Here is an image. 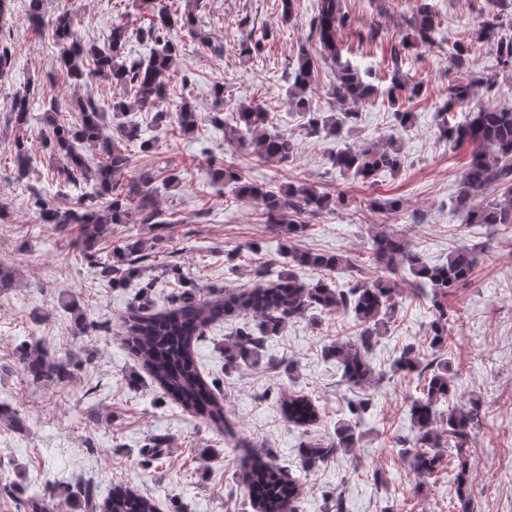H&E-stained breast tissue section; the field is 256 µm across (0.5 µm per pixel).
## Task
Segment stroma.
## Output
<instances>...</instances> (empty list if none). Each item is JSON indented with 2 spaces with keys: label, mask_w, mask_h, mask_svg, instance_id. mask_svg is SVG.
I'll return each instance as SVG.
<instances>
[{
  "label": "stroma",
  "mask_w": 512,
  "mask_h": 512,
  "mask_svg": "<svg viewBox=\"0 0 512 512\" xmlns=\"http://www.w3.org/2000/svg\"><path fill=\"white\" fill-rule=\"evenodd\" d=\"M443 36L431 46L409 49L399 72L402 79L428 84L431 95L413 100L412 125L401 128L385 99L365 106L349 124L344 139L308 136L303 116L289 103L286 88L300 46L309 45L310 23L318 0H294L290 18L282 16V0H206L198 11V36L183 35L173 67L172 92L155 121L153 113L134 112L144 138L154 140L153 154L128 144L130 172L153 178L155 200L171 224L165 240L155 243L150 224L112 227L113 246L128 232L144 239L149 254L144 276L153 280L148 294L138 281L112 288L73 248L68 238L39 223L36 197L60 207L71 206L86 190L67 183L56 161L37 141L44 102L54 98H112V86L91 76L74 82L57 66L58 47L46 35L27 31L29 0H12L0 19V47H9L13 69L0 76V204L11 215L0 224V264L11 268L12 288L0 292V404L24 418L22 430L0 422V512H32L36 492L45 482L59 483L60 493L82 485L96 503L117 486L149 496L159 512H253L236 473L242 458L254 451L282 467L300 487L298 512H332L340 496L343 512H457L458 501L447 472L418 475L404 452L415 436L409 416L412 398L424 385L418 374L391 372L403 347L414 345L421 361L448 360L458 396L478 400V424L466 455L472 464L469 494L473 512H512V472L500 466L512 451V230L470 224L456 204L471 147L438 137L437 98L457 80L480 75L491 80L479 89L473 107L512 109V70L502 67L493 41L477 39L486 19V0H430ZM353 20L342 31L343 58L362 76L386 87L392 74L387 50L410 31L418 0H342ZM48 14L71 12L84 41L104 43L115 23L139 20L133 0H43ZM269 32L265 51L255 58L239 54L253 29ZM468 47L464 66L451 55L458 42ZM32 84L33 169L15 182L11 149L17 131L11 120L14 95ZM224 86V111L260 102L278 131L297 141L293 163L279 165L234 152L222 125L212 123L213 88ZM190 103L201 117L197 132L184 135L170 115ZM396 137L402 145L398 171L381 174L369 185L339 175L331 157L343 145H366ZM238 164L246 177L272 189L301 182L321 191L336 188L388 201L400 209L386 213L347 210L323 213L310 220L301 249L355 258L357 267L333 273L331 282L347 288L381 276L370 264L367 241L376 231L406 238L424 263L439 265L450 255L477 248L479 264L467 286L448 301V341L429 344L434 318L429 287L418 285L409 269L396 277L400 294L386 333L373 343L368 359L381 376L372 385L348 384L323 350L338 339H352L359 328L352 313L309 314L285 322L268 336L255 364L228 367L224 345L243 324L229 311L210 323L194 345L199 369L218 379L220 400L229 429L195 416L161 391L129 353L124 321L129 306L148 298L152 310L171 307L183 279L193 281L202 299L228 296L277 279L286 265L280 259L288 241L287 227L269 229L256 200L238 198L230 186L212 184L208 159ZM179 185L166 186L169 175ZM82 312L93 329L76 333L74 314ZM41 340L52 357L69 361L71 379L35 381L24 371V344ZM297 393L317 405L320 416L302 429L282 410L285 395ZM368 400L356 448L331 456L317 468L300 465L303 443L332 440L337 425L348 419V407ZM169 442L157 467L142 469L138 460L150 438Z\"/></svg>",
  "instance_id": "35a3bbf8"
}]
</instances>
